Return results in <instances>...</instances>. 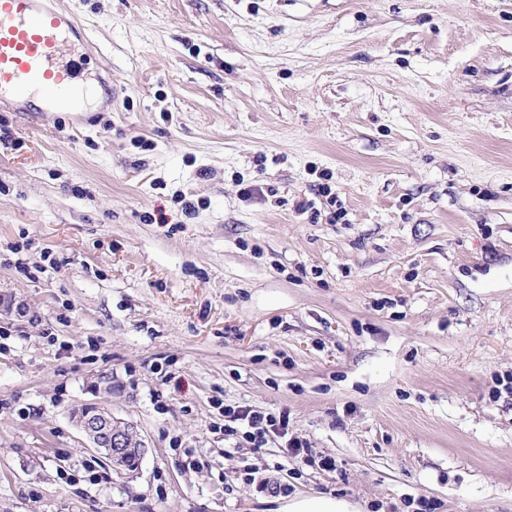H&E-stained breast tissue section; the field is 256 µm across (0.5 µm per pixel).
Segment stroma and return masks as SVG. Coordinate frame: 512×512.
Segmentation results:
<instances>
[{"label": "stroma", "mask_w": 512, "mask_h": 512, "mask_svg": "<svg viewBox=\"0 0 512 512\" xmlns=\"http://www.w3.org/2000/svg\"><path fill=\"white\" fill-rule=\"evenodd\" d=\"M59 2L123 91L0 107V512H512V0ZM73 419L76 427L89 442L90 447L102 454L112 465H119L130 452L123 469L115 470L117 473L133 471L138 467V451L144 453V443L137 435L132 437L130 425L120 418L112 415L108 408L100 407L95 403H86L74 413ZM134 439L138 446L134 448ZM132 448H134L133 451ZM224 434L229 437L242 438L259 451L269 443L271 436L285 439L284 451L298 456L308 452V447L298 439H288V416L280 414H262L248 407H224ZM278 512H359L343 499L322 494H306L297 496Z\"/></svg>", "instance_id": "obj_1"}]
</instances>
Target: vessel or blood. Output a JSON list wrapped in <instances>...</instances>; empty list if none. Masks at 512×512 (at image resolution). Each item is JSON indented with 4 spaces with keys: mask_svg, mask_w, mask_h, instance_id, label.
I'll return each mask as SVG.
<instances>
[{
    "mask_svg": "<svg viewBox=\"0 0 512 512\" xmlns=\"http://www.w3.org/2000/svg\"><path fill=\"white\" fill-rule=\"evenodd\" d=\"M87 38L82 18L56 0H0V106L27 112L39 94L56 111H82L69 58Z\"/></svg>",
    "mask_w": 512,
    "mask_h": 512,
    "instance_id": "obj_1",
    "label": "vessel or blood"
}]
</instances>
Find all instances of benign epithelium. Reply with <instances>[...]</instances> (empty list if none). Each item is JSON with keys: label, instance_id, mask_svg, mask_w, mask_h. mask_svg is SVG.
Listing matches in <instances>:
<instances>
[{"label": "benign epithelium", "instance_id": "7a95c632", "mask_svg": "<svg viewBox=\"0 0 512 512\" xmlns=\"http://www.w3.org/2000/svg\"><path fill=\"white\" fill-rule=\"evenodd\" d=\"M73 419L90 447L116 466L132 448L144 451L142 439H134L129 424L112 415V411L107 408L86 403L78 408Z\"/></svg>", "mask_w": 512, "mask_h": 512}]
</instances>
